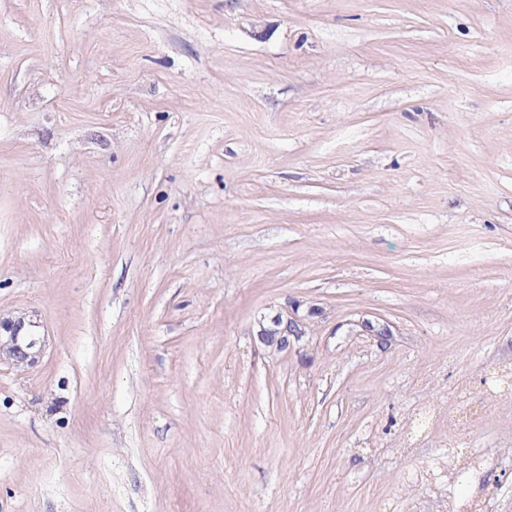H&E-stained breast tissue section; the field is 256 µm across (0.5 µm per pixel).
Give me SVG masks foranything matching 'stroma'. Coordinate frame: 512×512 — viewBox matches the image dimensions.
Here are the masks:
<instances>
[{
  "instance_id": "1",
  "label": "stroma",
  "mask_w": 512,
  "mask_h": 512,
  "mask_svg": "<svg viewBox=\"0 0 512 512\" xmlns=\"http://www.w3.org/2000/svg\"><path fill=\"white\" fill-rule=\"evenodd\" d=\"M20 317L0 512H512V0H0ZM296 309H285L257 323L256 336L271 354H286L300 347L307 335L306 323ZM24 322H2L0 320V364L7 362L13 366H32L38 362L40 347L36 336L23 335ZM2 329L9 335L2 336ZM38 347V349H37ZM467 420V419H466ZM470 422L467 420L463 422L461 419L449 418L448 417V433L451 435V438L448 439V460L447 461H437L430 469H428L426 475L429 476V479H436V477L441 473V470L445 469L447 466L451 464V446L455 441H457V437L463 432L468 426Z\"/></svg>"
}]
</instances>
